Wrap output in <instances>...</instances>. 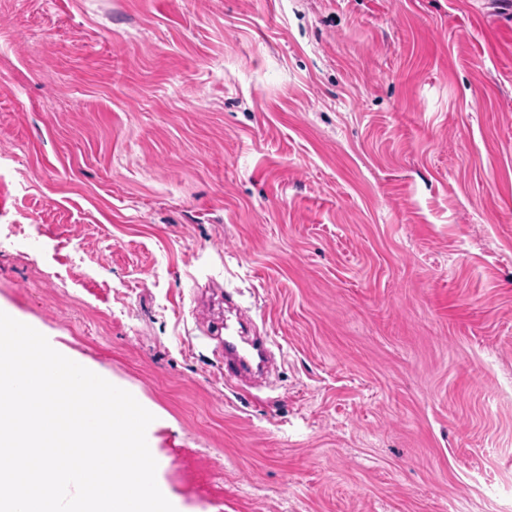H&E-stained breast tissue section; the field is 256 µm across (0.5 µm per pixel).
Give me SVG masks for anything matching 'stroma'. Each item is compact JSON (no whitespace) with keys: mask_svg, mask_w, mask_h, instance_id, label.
Masks as SVG:
<instances>
[{"mask_svg":"<svg viewBox=\"0 0 512 512\" xmlns=\"http://www.w3.org/2000/svg\"><path fill=\"white\" fill-rule=\"evenodd\" d=\"M0 305L179 512H512V0H0ZM246 343L244 337L241 335V333L235 334V329L232 325L225 322L224 324V364L227 369V377L229 379L237 378L238 374L236 372V369L233 368L230 363L229 359L231 355H235L236 359L241 361V359L245 360L244 356H241L239 353V343Z\"/></svg>","mask_w":512,"mask_h":512,"instance_id":"35a3bbf8","label":"stroma"}]
</instances>
